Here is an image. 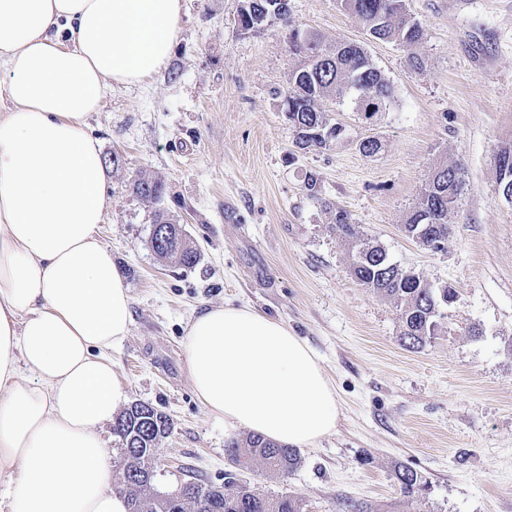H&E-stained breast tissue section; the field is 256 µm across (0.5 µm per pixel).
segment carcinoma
<instances>
[{"instance_id":"obj_1","label":"carcinoma","mask_w":512,"mask_h":512,"mask_svg":"<svg viewBox=\"0 0 512 512\" xmlns=\"http://www.w3.org/2000/svg\"><path fill=\"white\" fill-rule=\"evenodd\" d=\"M343 8L355 15L367 35L376 40H394L407 49L424 38L423 26L406 10L405 0H340ZM290 0H244L237 24L244 32L256 31L272 19L289 23ZM290 50L301 58L289 75V86L281 101L282 111L295 133L300 150H319L340 139L341 124L332 122L320 107L326 98L351 100L356 111L367 114L372 105L386 111L395 98L394 86L384 77L358 43L328 44L313 32L292 29L288 35ZM512 163V147L500 149L495 156L497 190L512 200V167L503 176L501 162ZM438 180L429 183L420 204L431 207L444 203L454 210L463 194V174L442 165ZM129 185L141 200L156 204L166 193L165 181L142 170L131 173ZM336 230L353 246L351 271L365 288L382 293L400 303V340L410 350L422 347L437 327L439 308L456 298L452 288H434L420 276L401 267L388 266L385 249L369 241H357L355 225L344 211L335 215ZM153 225L167 229L165 245L151 248L159 259L190 268L198 260L196 249L186 238L182 226L161 211L154 213ZM411 238L422 233L421 245L443 249L448 242V225L427 222L413 212L404 225ZM113 433L119 439L120 470L112 475V486L127 498L129 512H303L300 499L288 494L263 496L228 478L218 487L191 476L181 484L182 491L166 492L155 484L159 444L172 430V422L150 404L134 403L116 416ZM225 451L239 468L250 470L257 464L282 474L293 471L299 463L296 449L280 445L260 435L234 438L225 443ZM393 478L402 493L411 495L421 485V475L400 464Z\"/></svg>"}]
</instances>
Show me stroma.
Returning a JSON list of instances; mask_svg holds the SVG:
<instances>
[{"mask_svg": "<svg viewBox=\"0 0 512 512\" xmlns=\"http://www.w3.org/2000/svg\"><path fill=\"white\" fill-rule=\"evenodd\" d=\"M182 3L166 67L105 89L88 120L104 153L127 162L105 173L100 226L131 295L130 331L112 363L130 402L174 422L160 444V488L174 491L188 474L219 486L231 474L261 495L302 499L305 512H339L346 498L375 512H512V202L496 190L495 166L512 145V0H406L425 30L411 53L370 38L339 0H291L290 26L248 33L236 25L241 0ZM292 28L359 43L394 85V103L369 122L324 100L344 139L297 149L278 97L299 62ZM371 137L382 148L368 156L359 145ZM442 161L461 164L466 186L434 251L403 224ZM138 169L165 180L161 206L197 249L194 267L152 252L156 207L129 187ZM339 210L394 262L456 290L422 348L401 345L396 303L352 277ZM218 306L284 322L336 390L335 432L302 448L291 474L236 470L224 448L231 432L195 397L183 339L198 313ZM399 463L422 477L412 495L392 477Z\"/></svg>", "mask_w": 512, "mask_h": 512, "instance_id": "stroma-1", "label": "stroma"}]
</instances>
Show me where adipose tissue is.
I'll return each mask as SVG.
<instances>
[{
	"mask_svg": "<svg viewBox=\"0 0 512 512\" xmlns=\"http://www.w3.org/2000/svg\"><path fill=\"white\" fill-rule=\"evenodd\" d=\"M181 0H0V512H128L102 429L127 402L111 351L131 296L98 226L109 206L88 131L113 85L168 63ZM225 427L294 448L335 431L315 352L250 307H213L183 341Z\"/></svg>",
	"mask_w": 512,
	"mask_h": 512,
	"instance_id": "obj_1",
	"label": "adipose tissue"
}]
</instances>
